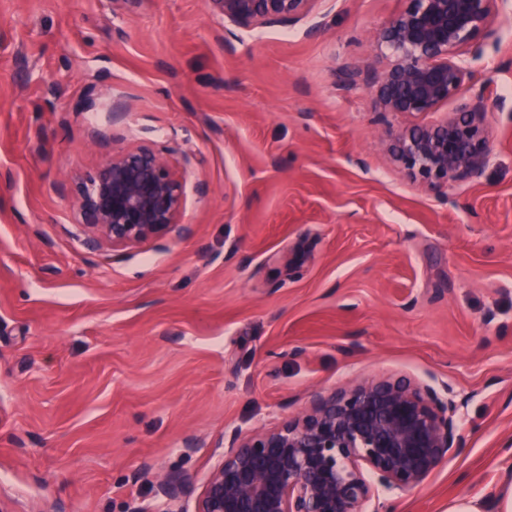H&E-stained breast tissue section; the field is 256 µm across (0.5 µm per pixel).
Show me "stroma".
Wrapping results in <instances>:
<instances>
[{
    "label": "stroma",
    "mask_w": 512,
    "mask_h": 512,
    "mask_svg": "<svg viewBox=\"0 0 512 512\" xmlns=\"http://www.w3.org/2000/svg\"><path fill=\"white\" fill-rule=\"evenodd\" d=\"M403 0H318L329 27L251 30L209 0H0V499L135 512L157 475L193 507L233 431L379 377L447 383L462 443L392 512L491 503L512 481V12L489 85L492 154L435 193L387 131L366 69ZM167 154L192 233L84 245L78 179ZM210 190L200 196L197 180Z\"/></svg>",
    "instance_id": "stroma-1"
}]
</instances>
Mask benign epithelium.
<instances>
[{"instance_id": "benign-epithelium-1", "label": "benign epithelium", "mask_w": 512, "mask_h": 512, "mask_svg": "<svg viewBox=\"0 0 512 512\" xmlns=\"http://www.w3.org/2000/svg\"><path fill=\"white\" fill-rule=\"evenodd\" d=\"M237 27L311 19L306 34L324 29L318 0H209ZM380 33L389 51L374 60L367 87L378 111L420 115L452 103L431 125L393 135L396 161L428 188L479 176L492 153L489 94L463 89L509 0H405ZM79 224L92 248H126L170 233H189L180 218L185 190L174 163L147 145L122 150L77 183ZM449 388L406 378L363 381L262 432L231 434L194 510L183 505L187 478L157 475L161 500L136 512H364L387 493L419 487L462 437Z\"/></svg>"}]
</instances>
